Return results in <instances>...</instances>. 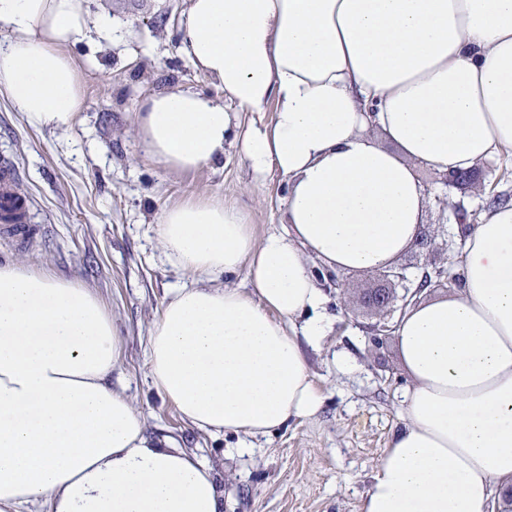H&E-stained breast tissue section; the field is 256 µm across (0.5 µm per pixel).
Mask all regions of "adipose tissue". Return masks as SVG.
Wrapping results in <instances>:
<instances>
[{"mask_svg":"<svg viewBox=\"0 0 512 512\" xmlns=\"http://www.w3.org/2000/svg\"><path fill=\"white\" fill-rule=\"evenodd\" d=\"M0 94L39 129L80 107L65 53L111 43L86 0H0ZM192 63L224 91L142 99L133 130L172 172L235 141L255 177L288 181L287 233L255 237L236 204L189 198L159 217L166 254L193 278L148 342L153 387L193 426L249 437L314 417L307 349L326 296L310 260L374 273L414 245L416 168L462 172L512 151V0H191ZM273 107L239 130L233 110ZM245 270L247 287L218 286ZM461 285L411 306L395 338L402 416L362 512H512V202L462 236ZM112 316L80 283L0 265V512H223L219 472L149 437L112 388Z\"/></svg>","mask_w":512,"mask_h":512,"instance_id":"ef3b65f1","label":"adipose tissue"}]
</instances>
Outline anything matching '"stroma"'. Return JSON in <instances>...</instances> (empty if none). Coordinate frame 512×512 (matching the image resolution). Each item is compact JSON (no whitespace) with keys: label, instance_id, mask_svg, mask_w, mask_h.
<instances>
[{"label":"stroma","instance_id":"1","mask_svg":"<svg viewBox=\"0 0 512 512\" xmlns=\"http://www.w3.org/2000/svg\"><path fill=\"white\" fill-rule=\"evenodd\" d=\"M190 0H87L90 16L111 15L126 34L102 47H69L83 104L66 132L37 129L0 95V161L15 164L34 199L32 223L43 230L29 245L0 239V264L73 279L92 288L112 314L121 359L112 387L130 398L148 434L197 455L224 477V512H360L378 459L400 422L396 397L406 385L394 339L372 346L367 325L383 314L371 301L385 278L352 273L344 294L326 289L334 319L322 351H309L311 373L324 394L319 413L253 439L251 454L233 449V433H211L184 421L153 388L147 366L150 330L174 286L189 277L166 255L156 233L167 207L216 194L251 214L256 237L285 232L287 183L277 170L255 181L235 144L216 162L190 174L171 173L144 155L132 130L138 103L156 92L190 90L214 99L222 89L182 50L180 23ZM427 223L448 230L449 260L461 247L456 208L483 212L512 201V157L477 165L472 180L444 185L422 166ZM357 361L340 377L331 353Z\"/></svg>","mask_w":512,"mask_h":512}]
</instances>
